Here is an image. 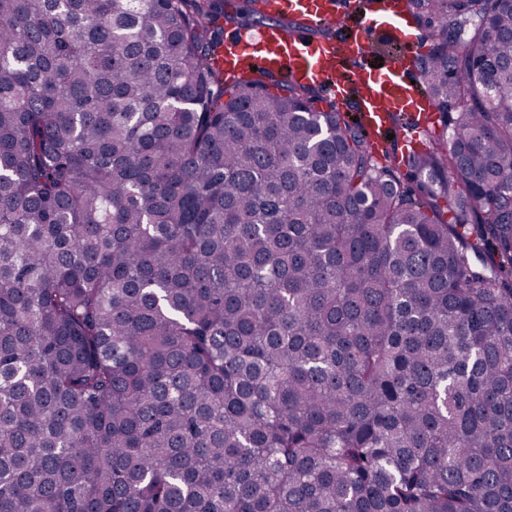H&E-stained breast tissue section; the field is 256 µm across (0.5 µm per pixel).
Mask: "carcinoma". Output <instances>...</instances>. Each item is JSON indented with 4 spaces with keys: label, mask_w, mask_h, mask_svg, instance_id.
Returning a JSON list of instances; mask_svg holds the SVG:
<instances>
[{
    "label": "carcinoma",
    "mask_w": 512,
    "mask_h": 512,
    "mask_svg": "<svg viewBox=\"0 0 512 512\" xmlns=\"http://www.w3.org/2000/svg\"><path fill=\"white\" fill-rule=\"evenodd\" d=\"M224 4L0 0V512H512V0L401 155Z\"/></svg>",
    "instance_id": "obj_1"
}]
</instances>
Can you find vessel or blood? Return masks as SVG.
Here are the masks:
<instances>
[{"mask_svg":"<svg viewBox=\"0 0 512 512\" xmlns=\"http://www.w3.org/2000/svg\"><path fill=\"white\" fill-rule=\"evenodd\" d=\"M277 11L293 17L299 26L289 36L268 26L259 30H232L225 38L221 64L225 73L238 74L242 65L282 72L293 80L320 86L336 108L361 115L370 145L394 117L405 121V132L416 133L432 102L412 85L420 60L419 40L402 23L404 0H276ZM360 16L356 34L342 39H317L314 30L343 15ZM397 49L384 70L372 68L374 47L381 40Z\"/></svg>","mask_w":512,"mask_h":512,"instance_id":"1","label":"vessel or blood"}]
</instances>
